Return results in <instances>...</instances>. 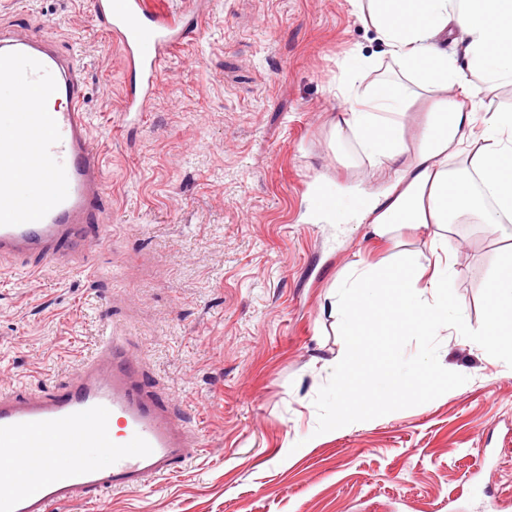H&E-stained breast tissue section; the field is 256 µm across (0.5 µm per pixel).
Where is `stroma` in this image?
<instances>
[{"label":"stroma","mask_w":512,"mask_h":512,"mask_svg":"<svg viewBox=\"0 0 512 512\" xmlns=\"http://www.w3.org/2000/svg\"><path fill=\"white\" fill-rule=\"evenodd\" d=\"M0 26L80 57L110 224L67 271L0 259V390L61 387L109 335L201 441L176 474L53 512H512V353L478 338L512 239L486 225L448 227L467 333L420 337L379 300L369 352L394 360L365 387L382 405L336 420L337 283L360 260L430 256L406 228L309 221L315 185L375 181L332 135L349 56L374 60L371 83L394 67L349 0H205L135 123L88 0H0ZM428 359L436 387L394 399Z\"/></svg>","instance_id":"35a3bbf8"}]
</instances>
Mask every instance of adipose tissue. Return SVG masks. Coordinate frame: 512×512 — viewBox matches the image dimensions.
Returning <instances> with one entry per match:
<instances>
[{
  "instance_id": "adipose-tissue-1",
  "label": "adipose tissue",
  "mask_w": 512,
  "mask_h": 512,
  "mask_svg": "<svg viewBox=\"0 0 512 512\" xmlns=\"http://www.w3.org/2000/svg\"><path fill=\"white\" fill-rule=\"evenodd\" d=\"M349 2L375 29L398 77L359 91L373 64L351 57L343 90L347 106L334 130L354 136L384 185L356 183L317 194L313 213L321 220L339 216L348 224L367 225L376 239L411 226L429 236L435 262L429 268L409 257L395 266L359 261L338 287L332 307L354 343L335 366L342 422L377 408L376 397L355 391L360 378L374 370L364 343L370 333L365 304L391 292L403 323L422 337L429 336L432 324L447 320L466 329L462 309L448 296L455 269L448 261L445 229L463 217L497 229L512 222V109L479 112L475 87L479 81L490 90L512 85V0ZM456 33L465 44L461 63L446 48L447 37ZM424 97L430 100L426 128L411 151L403 140L406 103ZM476 125L481 133L472 150L465 132ZM486 303L483 344L512 350V259L495 275Z\"/></svg>"
}]
</instances>
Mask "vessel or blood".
<instances>
[{
  "label": "vessel or blood",
  "mask_w": 512,
  "mask_h": 512,
  "mask_svg": "<svg viewBox=\"0 0 512 512\" xmlns=\"http://www.w3.org/2000/svg\"><path fill=\"white\" fill-rule=\"evenodd\" d=\"M89 6L135 76L123 112L143 111L163 62L185 37L184 14L149 0ZM104 191L77 58L49 39L0 27V255L67 268L90 250L89 225H97L98 240L108 237ZM199 446L144 385L137 363L107 340L58 389L0 391V512H52L138 490L188 463ZM91 448L108 453L111 465L87 464Z\"/></svg>",
  "instance_id": "1"
}]
</instances>
